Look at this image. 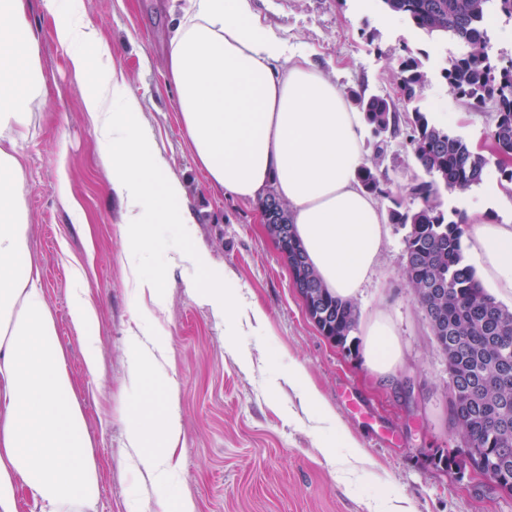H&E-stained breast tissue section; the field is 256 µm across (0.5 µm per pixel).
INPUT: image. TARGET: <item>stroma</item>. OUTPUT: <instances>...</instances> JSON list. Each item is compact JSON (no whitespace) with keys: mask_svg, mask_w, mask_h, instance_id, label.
Returning a JSON list of instances; mask_svg holds the SVG:
<instances>
[{"mask_svg":"<svg viewBox=\"0 0 512 512\" xmlns=\"http://www.w3.org/2000/svg\"><path fill=\"white\" fill-rule=\"evenodd\" d=\"M85 18L112 45L129 87L143 99L149 125L171 170L185 182L196 217L184 240L179 225L154 224L146 243L121 233V212L95 150L79 83L47 32L41 57L49 76L24 156V193L32 252L100 465L96 512H148L157 489L125 462L129 420L162 405L167 381L178 389L183 436L180 469L164 488L170 500L192 496L197 512H512V494L475 479L468 468L437 466L458 455L460 434L448 416V365L404 277L406 230L387 225L370 280L356 299L361 320L386 312L402 352L390 378L371 374L361 353L342 354L306 315L288 264L264 233L256 203L213 191L197 166L167 84L166 48L175 28L173 0H81ZM257 19L345 91L391 94L394 73L423 54L430 82L415 107L482 153L491 149L489 113L475 112L439 75L455 44L427 38L378 0H253ZM388 198L404 200L422 170L410 150L391 142L382 158ZM487 187L466 196L445 192V209L478 211L489 223L512 220V183L497 167ZM201 255L237 289L236 311L217 315L198 294ZM159 281L164 306L143 299L137 279ZM88 283L97 308L94 330L103 364L84 366L69 298ZM262 319H255L254 310ZM139 328L165 342L166 377L129 384L125 338ZM302 369L333 411L322 420L292 378ZM353 444H345L342 433Z\"/></svg>","mask_w":512,"mask_h":512,"instance_id":"35a3bbf8","label":"stroma"}]
</instances>
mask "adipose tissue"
<instances>
[{
  "label": "adipose tissue",
  "mask_w": 512,
  "mask_h": 512,
  "mask_svg": "<svg viewBox=\"0 0 512 512\" xmlns=\"http://www.w3.org/2000/svg\"><path fill=\"white\" fill-rule=\"evenodd\" d=\"M36 7L51 17L52 37L81 87L111 194L122 209L123 235L140 242L150 225L178 224L188 238L196 219L152 130L136 121L141 96L128 88L111 45L85 19L80 0H0V512H21L27 502L35 512H91L98 462L33 258L18 150L48 93ZM167 78L210 186L242 202L274 190L320 281L336 297L355 300L376 264L384 226L357 178L363 118L342 90L256 22L251 0H182ZM466 237L485 282L511 295L512 224L475 215ZM68 314L85 343L88 373L99 375L95 310L77 294ZM125 345L134 385L168 356L164 345L135 331ZM363 357L382 376L400 362L385 315L366 323ZM181 435L171 390L161 410L128 426L127 458L163 485L179 465Z\"/></svg>",
  "instance_id": "adipose-tissue-1"
}]
</instances>
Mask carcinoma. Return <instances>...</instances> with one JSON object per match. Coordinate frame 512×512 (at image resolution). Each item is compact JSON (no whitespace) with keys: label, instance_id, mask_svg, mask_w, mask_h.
Segmentation results:
<instances>
[{"label":"carcinoma","instance_id":"obj_1","mask_svg":"<svg viewBox=\"0 0 512 512\" xmlns=\"http://www.w3.org/2000/svg\"><path fill=\"white\" fill-rule=\"evenodd\" d=\"M382 8L407 20L427 36L460 46L442 70V77L460 98L476 110L492 112L491 138L498 154L512 156V62L499 67L490 54L487 18L501 13L512 18V0H380ZM398 100L412 102L429 83L428 72L414 58L397 71ZM349 98L378 138L375 155L364 161L358 179L371 195L387 197L381 158L389 139L404 136L427 178L411 185L408 201H394L388 211L392 224L408 228L404 239V275L424 312L437 348L448 363V410L451 423L471 449L467 462L482 461L512 492V309L498 302L465 260V212L441 208V190L466 192L481 184L492 158L475 150L448 128L415 108L400 112L390 97L351 90ZM291 272L302 288L317 294L310 312L327 339L357 348L359 311L324 288L288 234Z\"/></svg>","mask_w":512,"mask_h":512}]
</instances>
